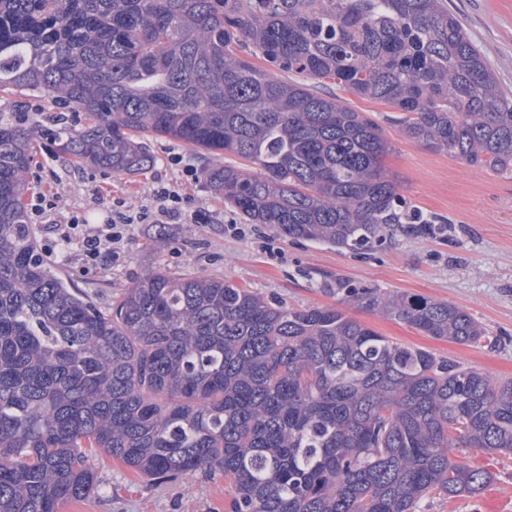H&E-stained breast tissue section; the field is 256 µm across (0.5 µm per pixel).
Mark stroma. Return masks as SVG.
<instances>
[{"instance_id":"stroma-1","label":"stroma","mask_w":512,"mask_h":512,"mask_svg":"<svg viewBox=\"0 0 512 512\" xmlns=\"http://www.w3.org/2000/svg\"><path fill=\"white\" fill-rule=\"evenodd\" d=\"M448 8L482 50L502 85L512 87V0H448ZM346 104L379 124L392 145L385 167L412 205L449 223L434 238L404 236L376 250L353 254L308 241L292 242L262 224H249L208 185L203 169L213 156L172 139L149 142L155 164L136 176H115L73 165L52 142L57 117L68 128L84 115L61 112L40 95L0 93V118L14 121L25 113L32 132V192L58 199L34 223L39 248L70 231V244L49 261L99 307L111 306L121 292L150 268L161 266L179 276L228 279L272 302L300 308L332 305L342 286L418 294L465 309L487 335L500 337L495 349L434 340L416 330L358 308L349 316L392 340L419 346L499 376H512V176L474 168L404 138L398 111L389 105L347 95ZM196 180H187L184 165ZM167 187L190 196L182 219L163 225L138 222L153 213L154 189ZM133 216L115 244L116 261L88 265L80 241L87 230L103 229L112 213ZM84 225L68 229L72 216ZM468 465L490 470L494 481L477 497L422 501L420 512H512V455L470 451ZM99 492L63 502L59 512H228L229 487L221 473H188L169 480L136 476L109 459L96 461Z\"/></svg>"}]
</instances>
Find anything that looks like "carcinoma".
I'll return each mask as SVG.
<instances>
[{
    "label": "carcinoma",
    "instance_id": "1",
    "mask_svg": "<svg viewBox=\"0 0 512 512\" xmlns=\"http://www.w3.org/2000/svg\"><path fill=\"white\" fill-rule=\"evenodd\" d=\"M343 92L397 108L402 134L436 152L512 175V89L448 0H0V93L85 113L56 136L70 162L138 175L155 162L147 141L174 139L253 164L204 178L283 237L358 252L442 233ZM30 141L0 122V512L97 494L96 457L150 480L219 470L229 512H417L493 480L470 451L512 453V377L334 305L157 268L101 309L37 249ZM337 295L435 340L501 343L447 301Z\"/></svg>",
    "mask_w": 512,
    "mask_h": 512
}]
</instances>
